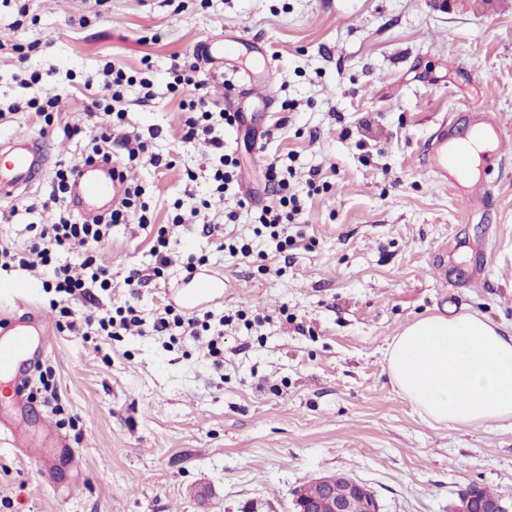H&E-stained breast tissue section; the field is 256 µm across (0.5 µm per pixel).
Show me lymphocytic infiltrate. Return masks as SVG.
Returning <instances> with one entry per match:
<instances>
[{
    "label": "lymphocytic infiltrate",
    "instance_id": "1",
    "mask_svg": "<svg viewBox=\"0 0 512 512\" xmlns=\"http://www.w3.org/2000/svg\"><path fill=\"white\" fill-rule=\"evenodd\" d=\"M200 70L201 65L195 60L185 63L174 72L170 88L180 95L185 113L178 141L185 145L204 144L216 151L218 163L213 169L212 181L216 193L223 195L237 179V163L224 152V139L219 128L225 114L216 110L210 102L207 85L198 77ZM123 81V70L116 67L114 62H105L96 78L87 79L84 83L85 90L92 93L91 106L85 111L86 117L93 121L92 126L87 129L77 123L63 126L64 134L69 137L88 134V159L108 161L112 158V129L116 122L124 121L126 116L121 91ZM74 172V167L65 165L55 171L48 197L53 211L52 222L41 225L38 234L26 248H1L0 269L18 266L42 271L46 276L45 288L54 290L60 300L81 298L88 301L92 298V289L108 291L112 288L109 270L97 262V246L108 239L113 225L126 223L131 218L137 219L142 225L150 223V206L143 199V187L130 183L126 185L124 196L117 207L93 219L78 221L67 199L73 185ZM293 176L291 166L276 160L269 163L264 178L268 184L277 187L279 199L274 205L263 207L256 218L257 224L275 241L280 251L289 244V224L295 223L303 211L299 195L290 190ZM75 244L84 249L78 264L56 262L58 253L69 251ZM141 324L135 308L128 305L117 307L114 313L105 316L86 315L71 321L69 328L74 332L89 329L96 331L97 335L112 338ZM176 328L189 336L210 333L209 351L213 355H220V344L224 339L223 325L213 326L197 315L176 313L169 307L151 325L152 333L158 336L171 335Z\"/></svg>",
    "mask_w": 512,
    "mask_h": 512
}]
</instances>
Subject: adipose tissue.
Returning a JSON list of instances; mask_svg holds the SVG:
<instances>
[{
    "instance_id": "ef3b65f1",
    "label": "adipose tissue",
    "mask_w": 512,
    "mask_h": 512,
    "mask_svg": "<svg viewBox=\"0 0 512 512\" xmlns=\"http://www.w3.org/2000/svg\"><path fill=\"white\" fill-rule=\"evenodd\" d=\"M387 365L431 422L512 423V329L475 313L424 317L393 338Z\"/></svg>"
}]
</instances>
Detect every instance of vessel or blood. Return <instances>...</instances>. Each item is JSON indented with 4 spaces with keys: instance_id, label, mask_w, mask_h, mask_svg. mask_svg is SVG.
Segmentation results:
<instances>
[{
    "instance_id": "vessel-or-blood-1",
    "label": "vessel or blood",
    "mask_w": 512,
    "mask_h": 512,
    "mask_svg": "<svg viewBox=\"0 0 512 512\" xmlns=\"http://www.w3.org/2000/svg\"><path fill=\"white\" fill-rule=\"evenodd\" d=\"M238 38L229 37L198 44L195 52L210 70L223 69L237 58ZM479 134L483 139L500 142L504 137L502 128L484 114L474 115L467 127H459L455 122L444 121L439 125L430 141L426 162L437 183L452 186L466 177L471 166L468 155L449 149V142L462 140L470 134ZM49 154L44 151L39 140L20 137L0 145V198L10 199L21 196L40 182ZM74 186L76 198L84 214L96 212L99 199L109 198L120 202L125 188L121 170L117 163L100 160L78 165ZM4 291L19 300V314L12 324L6 325L9 334L6 342L0 343V373H5L21 359L29 355L32 345L28 323L36 313L23 297L28 284L22 280L0 285ZM171 295L188 313L199 311L203 306L224 298V278L212 272L193 271L171 291Z\"/></svg>"
}]
</instances>
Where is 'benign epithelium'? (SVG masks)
<instances>
[{
  "label": "benign epithelium",
  "mask_w": 512,
  "mask_h": 512,
  "mask_svg": "<svg viewBox=\"0 0 512 512\" xmlns=\"http://www.w3.org/2000/svg\"><path fill=\"white\" fill-rule=\"evenodd\" d=\"M313 493L294 498V512H356L361 503L363 512H381L375 494L364 483L344 474H330L311 479ZM451 512H508L499 498L482 494L481 487L469 485L459 493Z\"/></svg>",
  "instance_id": "obj_1"
}]
</instances>
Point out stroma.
Instances as JSON below:
<instances>
[{"mask_svg":"<svg viewBox=\"0 0 512 512\" xmlns=\"http://www.w3.org/2000/svg\"><path fill=\"white\" fill-rule=\"evenodd\" d=\"M24 3L31 19L18 27ZM225 34L245 36L237 64L253 83L265 55L276 68L274 104L246 100L251 123L224 130L225 153L257 173L252 194L244 208L229 196L205 212L252 254L229 256L186 224L162 274L129 290L130 268L155 265L157 225L176 203L210 195L216 158L178 143L184 114L167 85L175 61ZM0 42V100L42 98L60 83L64 116L88 105V76L119 63L135 82L123 88L115 135L156 130L150 152L173 162L127 172L145 186L154 224L113 226L98 254L112 275L101 307L128 301L152 320L192 253L223 269L224 299L210 310L231 318L218 357L189 336H84L51 306L40 271H0L32 287L50 346L31 374L51 373L60 395L56 412L9 406L0 386V408L25 441L0 444V512H241L254 500L292 512L294 489L331 473L367 483L382 512H449L470 484L512 504V425L431 423L392 385L385 360L393 336L425 316L476 312L512 327V0L445 13L431 0H0ZM37 42L26 60L11 51ZM143 77L158 94L150 104ZM471 108L505 130L486 211L436 187L423 161L437 124ZM42 126L19 113L0 143L43 139L55 165L87 152L86 138ZM259 129L267 138L256 152ZM276 157L295 169L290 187L304 205L284 254L253 221L278 200L263 178ZM233 208L239 217L225 224ZM445 262L460 287L441 279Z\"/></svg>","mask_w":512,"mask_h":512,"instance_id":"obj_1","label":"stroma"}]
</instances>
